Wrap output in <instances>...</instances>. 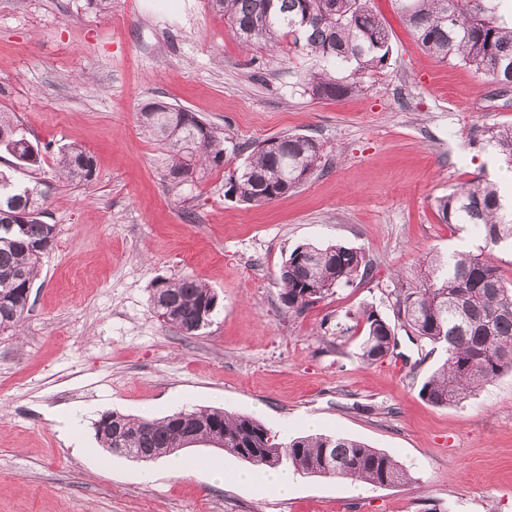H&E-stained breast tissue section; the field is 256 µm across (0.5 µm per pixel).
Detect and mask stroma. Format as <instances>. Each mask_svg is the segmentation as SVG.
Listing matches in <instances>:
<instances>
[{"instance_id":"35a3bbf8","label":"stroma","mask_w":512,"mask_h":512,"mask_svg":"<svg viewBox=\"0 0 512 512\" xmlns=\"http://www.w3.org/2000/svg\"><path fill=\"white\" fill-rule=\"evenodd\" d=\"M391 60L338 101L304 94L316 58L290 43L245 50L210 0H0V109L14 113L42 167L0 170L45 195L51 249L40 259L20 335L0 336V512H512V375L448 407L419 390L443 362L399 335L397 353L360 360L337 323L371 307L392 317L398 277L429 250H470L474 226L444 223L437 200L494 177L483 141L512 125V91L463 63L428 55L394 0H370ZM161 100L223 128L234 143L284 134L322 146L323 168L275 201L226 194L224 174L173 184L163 147L138 113ZM95 158L82 185L59 179V150ZM364 252L372 276L296 314L280 266L296 246ZM190 276L218 296L211 323L185 336L151 296ZM220 408L273 434L342 435L396 459L410 479L374 487L298 475L286 499L218 484L243 461L201 445L154 480L148 465L103 451L106 412L158 419Z\"/></svg>"}]
</instances>
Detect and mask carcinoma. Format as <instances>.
Returning <instances> with one entry per match:
<instances>
[{"label": "carcinoma", "instance_id": "1", "mask_svg": "<svg viewBox=\"0 0 512 512\" xmlns=\"http://www.w3.org/2000/svg\"><path fill=\"white\" fill-rule=\"evenodd\" d=\"M397 9L421 48L439 61L456 59L490 82L512 83V21L496 14L490 0H395ZM369 0H211L212 9L230 24L246 47L279 45L285 38L308 55L319 68L302 79L303 93L313 99L339 100L358 90L357 76L387 64L391 52L384 19ZM139 123L168 152V176L176 184L197 170H224L229 194L241 203H270L302 185L303 173L321 166L322 148L303 135L276 137L273 149L263 141L250 150L242 165L230 160L224 130L200 120L187 109L164 101L145 104ZM487 145L512 165V125L485 131ZM0 149L13 166L36 169L41 150L14 113L0 110ZM58 175L89 183L95 173L93 156L79 145L60 151ZM37 187L22 186L0 171V334L16 333L29 312L30 292L39 272L41 255L55 239V225L44 221ZM447 224H471L485 247L457 251L446 257L434 251L421 256L420 269L408 283L393 288L394 326L378 311L354 314L364 323L360 359L368 364L393 352L396 328L418 345L443 347L447 357L423 382L420 396L434 406L461 403L484 385L512 373V285L505 282L487 249L512 246V208L500 188L476 180L453 188L437 200ZM318 258L304 255V249ZM372 267L364 253L341 244L295 247L280 268L281 301L301 313L360 278ZM153 304L160 315L174 317L182 333L195 335L207 326L218 304L205 283L189 277L164 279L153 288ZM112 419L95 428L101 448H143L156 460L177 456L183 436L196 424L210 421L224 434V452L264 470L288 466L303 474L364 482L378 487L404 484L408 475L391 456L348 437L312 434L282 443L259 420L231 417L224 410L175 412L161 419H131L107 412ZM149 428L147 442L138 432Z\"/></svg>", "mask_w": 512, "mask_h": 512}]
</instances>
